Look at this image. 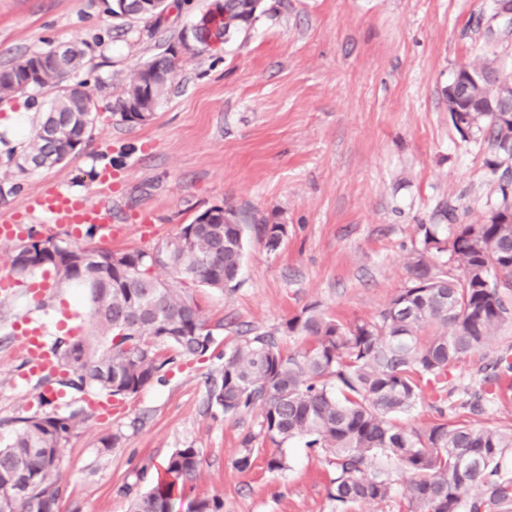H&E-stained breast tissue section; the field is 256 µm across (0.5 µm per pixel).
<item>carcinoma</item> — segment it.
Listing matches in <instances>:
<instances>
[{
    "instance_id": "cac0c4a2",
    "label": "carcinoma",
    "mask_w": 512,
    "mask_h": 512,
    "mask_svg": "<svg viewBox=\"0 0 512 512\" xmlns=\"http://www.w3.org/2000/svg\"><path fill=\"white\" fill-rule=\"evenodd\" d=\"M230 23L218 34L246 30L257 19V0H223ZM34 53L0 70V99L31 71L32 91L56 92L28 149L15 165L26 171L28 158L50 167L64 161L91 137L94 101L83 82L66 83L83 65L85 50L73 44L60 65L44 67ZM178 54L154 55L115 98L112 112L123 122L150 120L177 72ZM463 70L485 79L471 94L446 96L448 111L463 110L470 134L484 133L497 151L512 155V123L497 118L499 92L512 88L494 58H476ZM499 209L512 215V171L502 174ZM423 249L408 265L409 285L371 321L344 325L316 307L305 308L283 324V332L310 342L285 353L276 333L244 334L224 349L218 379L209 378L210 400L226 417L259 411L258 433L243 440L236 464L250 466L252 443L261 437L275 448L295 439L333 458L336 477L329 498L340 512L390 498L385 473L367 474L381 457L408 474L399 502L404 512H512V426L475 427L450 420L447 411L482 410L485 391L448 405V390L427 401L422 383H437L457 361L481 351L492 332L512 320V218L485 224H459L451 237L439 225L421 224ZM267 249L277 250L285 224H259ZM245 227L232 208L217 210L206 224L190 222L150 251L80 247L64 239L32 238L13 247L11 269L25 276L47 258L60 288H79L88 300V324L81 336L52 344L66 373L62 385L124 399L154 381L168 360L155 350L162 343L182 358L206 355L214 336L199 306L186 294L188 284L234 288L242 269ZM449 252L460 275L438 269L434 256ZM169 270L174 281L160 279ZM498 374L512 373V355L494 361ZM424 405L439 418L425 428H407L399 416ZM83 408L66 415L18 417L10 439L0 443V512H56L63 448L85 419ZM199 452L177 448L165 461L163 477L135 496L130 512H175L183 491L199 472ZM219 496L199 498L187 512H221Z\"/></svg>"
}]
</instances>
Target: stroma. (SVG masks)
<instances>
[{
  "label": "stroma",
  "mask_w": 512,
  "mask_h": 512,
  "mask_svg": "<svg viewBox=\"0 0 512 512\" xmlns=\"http://www.w3.org/2000/svg\"><path fill=\"white\" fill-rule=\"evenodd\" d=\"M210 4L186 0L154 31L150 20L112 17L106 0H0V68L86 42L77 78L95 102L92 136L78 152L21 173L8 158L27 146L52 95L0 100V184L14 188L0 198V217L21 215L27 196L58 185L96 198L108 168L112 238L85 236L80 246L146 250L216 205L245 220L237 287L187 290L216 339L210 352L184 359L158 346L169 359L161 379L114 403L109 420L88 411L65 447L59 512H129L177 448L200 455L187 499L220 496L222 512H332L335 473L321 449L293 442L283 449L286 468L272 471V448L257 440L250 468L238 469L259 414L228 418L209 401L206 380L219 377L225 342L241 330L281 327L311 305L343 323L375 319L409 283L420 225H441L449 236L456 224L484 223L499 202V155L481 134L461 137L444 95L456 69L477 57L498 58L512 76V37L492 29L494 0H262L248 31L182 55L152 121H121L112 104L138 65ZM444 205L455 222L443 221ZM274 221L287 224L288 236L271 253L254 227ZM11 255L0 246V277L13 283L0 292L5 440L13 419L57 412L37 398L42 385L28 374L19 326L37 319L57 337V305L85 309L74 288L33 300ZM509 348L512 321L449 367L452 398L482 387Z\"/></svg>",
  "instance_id": "stroma-1"
}]
</instances>
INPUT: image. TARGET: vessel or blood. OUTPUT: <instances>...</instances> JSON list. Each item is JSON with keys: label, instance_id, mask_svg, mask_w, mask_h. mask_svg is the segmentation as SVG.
Wrapping results in <instances>:
<instances>
[{"label": "vessel or blood", "instance_id": "obj_1", "mask_svg": "<svg viewBox=\"0 0 512 512\" xmlns=\"http://www.w3.org/2000/svg\"><path fill=\"white\" fill-rule=\"evenodd\" d=\"M100 182L102 190L94 200L61 187L30 195L24 206L26 216L34 222L65 226L76 236L81 235L84 227L92 225L103 239H111L112 183L106 174ZM46 336L45 325L36 320L29 321L20 335L31 375L44 378L57 371Z\"/></svg>", "mask_w": 512, "mask_h": 512}]
</instances>
